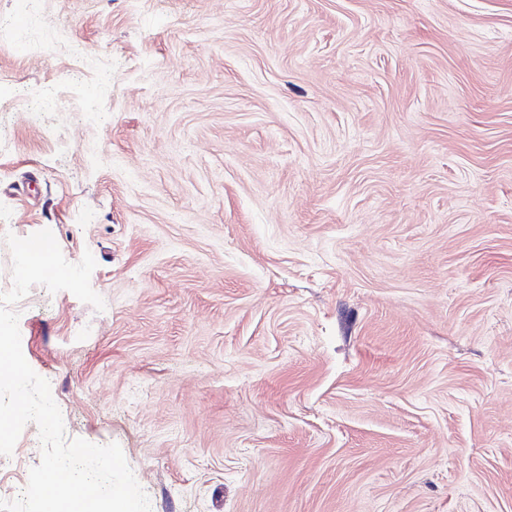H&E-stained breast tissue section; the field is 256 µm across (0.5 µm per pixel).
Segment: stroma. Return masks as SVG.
<instances>
[{
	"mask_svg": "<svg viewBox=\"0 0 512 512\" xmlns=\"http://www.w3.org/2000/svg\"><path fill=\"white\" fill-rule=\"evenodd\" d=\"M0 84V293L92 253L22 352L151 512H512V0H0Z\"/></svg>",
	"mask_w": 512,
	"mask_h": 512,
	"instance_id": "1",
	"label": "stroma"
}]
</instances>
